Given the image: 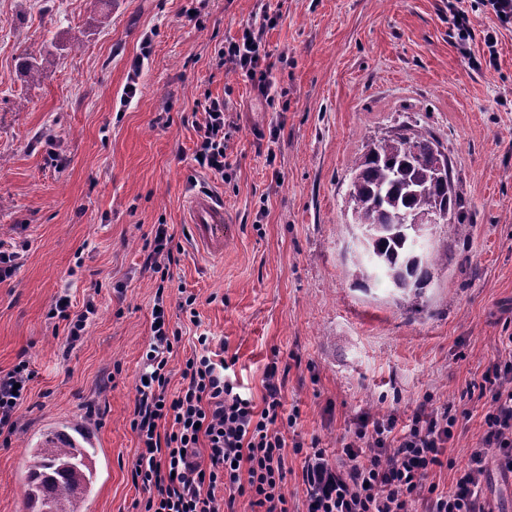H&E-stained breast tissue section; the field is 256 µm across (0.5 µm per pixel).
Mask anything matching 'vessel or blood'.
<instances>
[{"mask_svg": "<svg viewBox=\"0 0 512 512\" xmlns=\"http://www.w3.org/2000/svg\"><path fill=\"white\" fill-rule=\"evenodd\" d=\"M187 222L197 248L208 257L223 258L225 248L236 234V227L230 224L224 212L222 198L208 193L192 197L187 207ZM41 438L43 445L50 447L93 448L97 445L95 433L88 427L78 432L69 425L48 427L42 430Z\"/></svg>", "mask_w": 512, "mask_h": 512, "instance_id": "obj_1", "label": "vessel or blood"}]
</instances>
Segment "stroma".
<instances>
[{
	"label": "stroma",
	"instance_id": "stroma-1",
	"mask_svg": "<svg viewBox=\"0 0 512 512\" xmlns=\"http://www.w3.org/2000/svg\"><path fill=\"white\" fill-rule=\"evenodd\" d=\"M267 13L271 102L219 64ZM208 94L235 127L220 179L192 162ZM416 124L448 157L466 225L434 226L448 263L409 307L356 282L347 192L370 141ZM199 192L222 197L238 226L220 261L185 220ZM160 224L183 248L164 279L146 264ZM0 240L27 246L0 282V371L22 354L35 371L0 446V512H24L41 431L80 420L98 438L88 512H132L130 415L162 282L182 336L171 389L202 328L236 357L254 403L268 363L287 368L284 409H299L298 433L328 459L358 416L391 411L404 425L430 395L471 411L448 450L465 465L482 411L468 386L512 334V26L474 0H0ZM183 290L199 324L178 309ZM64 293L72 311L96 305L73 343L48 316Z\"/></svg>",
	"mask_w": 512,
	"mask_h": 512
}]
</instances>
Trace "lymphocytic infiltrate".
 I'll return each instance as SVG.
<instances>
[{
  "label": "lymphocytic infiltrate",
  "instance_id": "f902f5d3",
  "mask_svg": "<svg viewBox=\"0 0 512 512\" xmlns=\"http://www.w3.org/2000/svg\"><path fill=\"white\" fill-rule=\"evenodd\" d=\"M273 22L263 16L260 28L244 30L220 56L222 65L266 97L272 94L273 63L263 29ZM224 108L222 98H205L192 154L197 168L218 178L234 132ZM155 299L148 371L130 421L138 439L130 477L145 494L134 503L139 512H291L286 490L291 453L303 458L305 512H492L482 494L490 466L512 473V335L502 337V354L477 385L487 408L482 434L464 466L445 455L461 414L454 403L430 398L404 426L391 412L362 417L331 461L318 440L287 443L285 434L297 427L299 415L283 410L286 376L277 364L266 367L265 393L254 403L231 376V362L216 358L207 333L197 335L199 349L184 363L179 390L170 391L168 364L181 336L166 322L163 292ZM33 377L24 358L0 374V436L14 433ZM443 467L456 474L445 492L429 480Z\"/></svg>",
  "mask_w": 512,
  "mask_h": 512
}]
</instances>
